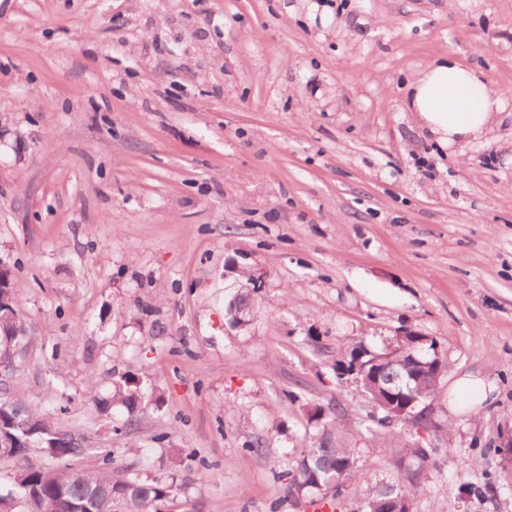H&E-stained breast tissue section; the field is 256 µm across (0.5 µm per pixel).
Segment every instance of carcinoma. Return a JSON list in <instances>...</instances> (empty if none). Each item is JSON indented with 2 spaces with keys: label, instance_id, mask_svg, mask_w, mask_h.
<instances>
[{
  "label": "carcinoma",
  "instance_id": "1",
  "mask_svg": "<svg viewBox=\"0 0 512 512\" xmlns=\"http://www.w3.org/2000/svg\"><path fill=\"white\" fill-rule=\"evenodd\" d=\"M24 332L15 304L11 316L0 321V357L17 350ZM447 373L448 360L442 355L428 370L420 371L419 381L397 393V397L415 402L419 409L430 406ZM391 375L389 364H374L367 356L355 377L365 395L371 397L390 388ZM142 399L141 382L134 377L115 386L112 402L125 409V428L131 430L138 425ZM344 416L345 408L340 404L328 415L314 407L316 433L311 444L280 475L288 480L289 494L312 501L328 499L340 506L350 497V478L358 468L359 453L346 437L341 424ZM365 430L373 440L385 435L386 447L392 450L394 476L375 492L366 494L363 512H387L390 507L396 512H416V496L427 479L435 449L410 443L404 433L395 431L388 423V412L383 409L370 416ZM0 436L14 444L12 448H0V459L37 453L50 460L48 464L28 466L14 474L4 498L7 508L0 512H79L78 504L106 490L112 491V503L102 500L100 507L108 512L117 504L121 512H161L173 492V482L166 476L135 472L128 467L112 469L109 451L103 454L96 469L77 466L88 451L85 437L59 426L54 419L22 401H14L12 408L0 409ZM495 489L497 479L489 471L482 473L480 481L462 486L464 492L477 497Z\"/></svg>",
  "mask_w": 512,
  "mask_h": 512
}]
</instances>
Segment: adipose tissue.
I'll return each mask as SVG.
<instances>
[{
  "label": "adipose tissue",
  "instance_id": "ef3b65f1",
  "mask_svg": "<svg viewBox=\"0 0 512 512\" xmlns=\"http://www.w3.org/2000/svg\"><path fill=\"white\" fill-rule=\"evenodd\" d=\"M406 102L417 124L443 147L466 146L490 133L503 96L483 72L447 58L417 71Z\"/></svg>",
  "mask_w": 512,
  "mask_h": 512
}]
</instances>
